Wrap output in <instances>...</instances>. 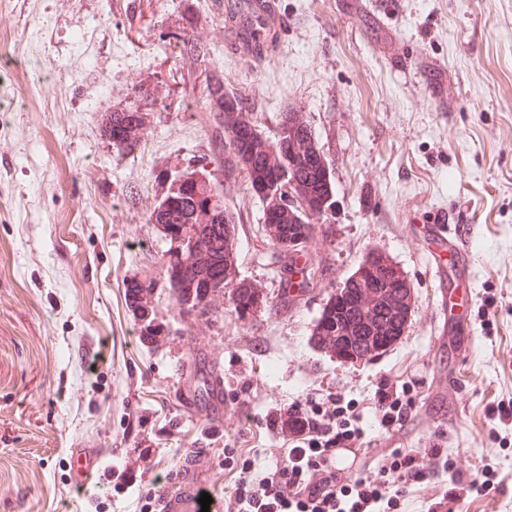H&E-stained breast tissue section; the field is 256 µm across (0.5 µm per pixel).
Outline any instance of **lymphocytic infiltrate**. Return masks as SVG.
I'll use <instances>...</instances> for the list:
<instances>
[{"label":"lymphocytic infiltrate","mask_w":512,"mask_h":512,"mask_svg":"<svg viewBox=\"0 0 512 512\" xmlns=\"http://www.w3.org/2000/svg\"><path fill=\"white\" fill-rule=\"evenodd\" d=\"M409 386H378L374 406L384 429L401 426L413 407ZM288 450L280 462L259 474L242 466L241 478L226 492L224 512H399L411 485L429 471L411 452L398 448L377 464L341 479L328 464L335 448L365 444L361 412L355 401L298 404L287 412Z\"/></svg>","instance_id":"1"}]
</instances>
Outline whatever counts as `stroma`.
<instances>
[{
  "mask_svg": "<svg viewBox=\"0 0 512 512\" xmlns=\"http://www.w3.org/2000/svg\"><path fill=\"white\" fill-rule=\"evenodd\" d=\"M275 0L265 56L237 55L212 0H9L13 41L44 76L27 101L0 59V512H159L151 494L189 450L208 486L242 465L275 464L294 405L356 400L371 462L440 442L456 476L409 492L406 512H512V434L491 437L512 399V0ZM214 48L224 86L274 139L303 113L335 185L306 246L320 278L288 290L279 248L246 174L211 162L213 118L191 92L180 35ZM138 102L150 115L137 149L118 154L101 117ZM197 170L235 218L237 259L210 312H185L167 276L169 248L149 216L160 172ZM446 216L471 234L469 292L458 312L473 347L451 361L440 341L436 270L448 254L425 227ZM411 287L403 336L346 361L313 332L367 252ZM261 302L234 310L239 280ZM150 282L141 320L126 284ZM154 334H147L146 324ZM223 416L205 415L209 378ZM417 379L404 427L380 429L382 380ZM96 449L97 481L71 484V451ZM506 481L470 496L483 462Z\"/></svg>",
  "mask_w": 512,
  "mask_h": 512,
  "instance_id": "stroma-1",
  "label": "stroma"
}]
</instances>
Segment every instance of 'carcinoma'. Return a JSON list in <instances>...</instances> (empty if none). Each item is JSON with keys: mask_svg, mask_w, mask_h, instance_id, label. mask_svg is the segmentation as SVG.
<instances>
[{"mask_svg": "<svg viewBox=\"0 0 512 512\" xmlns=\"http://www.w3.org/2000/svg\"><path fill=\"white\" fill-rule=\"evenodd\" d=\"M180 54L195 63L194 73L204 74L201 95L212 112V137L221 146L212 161L231 180L245 173L251 189L263 204V223L282 252L304 250L315 234L319 216L307 213L304 204L315 201L331 208L334 180L329 165L318 147L311 126L303 113L290 110L280 115L277 137L270 142L263 138L242 112L240 100L224 92V66L211 58L209 49L194 42L189 35L180 37ZM149 113L133 102L120 111L104 114V130L112 148L119 153L131 152L139 144ZM282 168L288 172L287 184L296 201L271 189V173ZM182 183L161 172L156 176L169 182L167 192L151 213L149 221L165 228L185 224L195 250L179 252L169 249L168 279L181 309L207 311L211 297L224 291V278L236 259L235 226L223 207L208 206L213 197L211 182L185 172ZM382 256L370 252L363 264L378 266L373 285L381 290L382 303L374 314L372 330L361 326V313L356 305L363 277L352 274L323 308L315 330L318 343L345 360L363 359L386 351L403 335L411 299L410 286L396 270L385 271ZM258 306V295L246 282H239L234 291V309L248 313Z\"/></svg>", "mask_w": 512, "mask_h": 512, "instance_id": "cac0c4a2", "label": "carcinoma"}]
</instances>
